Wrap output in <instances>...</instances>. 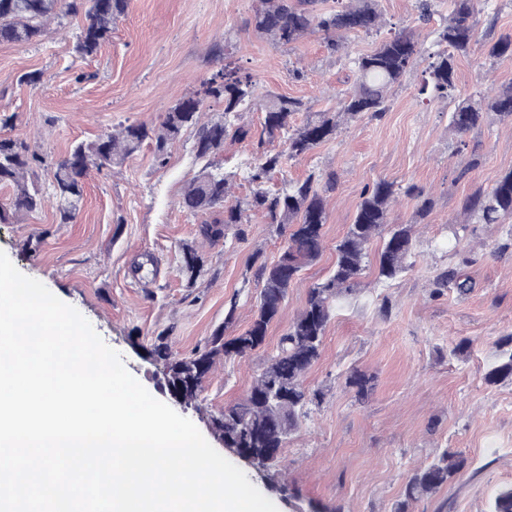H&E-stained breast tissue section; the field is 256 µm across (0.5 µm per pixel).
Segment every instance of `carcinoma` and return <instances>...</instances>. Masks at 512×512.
Segmentation results:
<instances>
[{
    "mask_svg": "<svg viewBox=\"0 0 512 512\" xmlns=\"http://www.w3.org/2000/svg\"><path fill=\"white\" fill-rule=\"evenodd\" d=\"M318 0H258V7L248 24L260 34L283 45L297 42L312 31L328 36L330 53L344 49L338 32L371 34L380 29L376 0H349L339 10L316 7ZM448 23L438 34V43L446 49L437 53L429 79L420 93L454 103L451 124L465 134L477 127L486 112L512 117V85L491 100L482 96H462L454 79V60L474 50L478 15L489 0H452ZM130 0H0V42L17 46L30 45L47 34V23L64 12L85 9L87 23L76 36L75 50L82 56L94 55L112 37V29L126 15ZM512 52V38L501 37L486 46L489 58ZM418 45L413 36L396 32L383 40L370 54L356 61V81L340 99L338 113L317 112L305 123L294 127L292 115L304 110V103L287 96H272L265 105L261 136L256 157L245 179L253 185L252 193L242 201L225 204L229 181L215 156L224 151V140H245L251 136L240 115L251 110L255 101V83L248 74L227 71L205 82V96L224 103V116L217 121H201L204 99L192 95L179 100L165 113L160 127L146 123L122 125L116 132H105L91 142H80L70 154L57 162L24 139L0 137V184L12 186L13 194L0 201V223H7L24 213L39 210L44 198L51 197L59 221L69 223L84 197V178L92 167L119 166L137 152L144 142L154 143L155 155L165 160L167 146L178 140L187 129L195 131L196 157L205 160L185 190L181 205L194 214L220 209L224 217L200 225L201 236L214 242L224 237V227L241 224L245 213H265L271 224L289 230L282 255L288 257V273L281 271V260L262 263L257 278L261 285L253 320L244 332L227 336L215 332L204 349L188 357L175 358L162 337L150 344L148 354L165 364L171 382L180 387L189 402L198 400L204 383L220 357L244 356L265 346L268 327L281 313L283 303L299 272L317 261L324 249V226L328 220L323 192L314 176L296 182L287 190L271 193L264 187L269 173L281 170L288 160L313 150L336 134L340 114L357 118L366 112L385 111L387 94L411 69ZM281 139L286 149L269 153L264 144ZM49 170V195L37 181L36 169ZM394 184L379 181L365 190L353 223L335 246L336 261L329 275L307 291L299 314L289 324L277 346L267 353L261 371L246 396L227 404L213 417L212 429L224 440V447L270 481L281 475L282 451L308 407L324 399L321 390H309L303 378L322 354L323 339L333 312L343 297L353 291L369 263L368 245L376 238L383 241L375 259L377 279L389 281L407 269L406 259L412 251V227L388 223V207L394 198ZM466 209L485 224H495L512 217V170L504 173L487 194L470 197ZM181 274L190 282L203 270L205 257L194 247L182 249ZM509 349L502 352L497 365L485 375L495 384L512 379V335L503 340ZM373 378L353 369L346 376V386L363 400L373 389ZM466 468L460 452L443 451L431 462L408 472L403 497L394 512H410V506L430 497L458 479ZM488 512H512V485L498 489L491 497Z\"/></svg>",
    "mask_w": 512,
    "mask_h": 512,
    "instance_id": "1",
    "label": "carcinoma"
}]
</instances>
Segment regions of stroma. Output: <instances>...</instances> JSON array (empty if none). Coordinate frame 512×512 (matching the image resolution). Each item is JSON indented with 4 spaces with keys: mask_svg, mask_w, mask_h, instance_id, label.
Returning a JSON list of instances; mask_svg holds the SVG:
<instances>
[{
    "mask_svg": "<svg viewBox=\"0 0 512 512\" xmlns=\"http://www.w3.org/2000/svg\"><path fill=\"white\" fill-rule=\"evenodd\" d=\"M377 4L379 34H349L344 57L330 54L319 32L290 45L257 33L247 24L256 0H131L111 41L89 58L74 50L84 13L60 17L38 44L0 43V113L14 117L4 133L60 160L75 142L104 130L160 124L180 99L200 93L205 80L238 68L256 84L255 104L243 115L253 137L226 140L220 160L232 175V198L243 199L252 186L239 172L256 153L268 96L307 105L293 117L296 126L308 112L335 111L339 94L353 85L355 58L399 30L411 32L421 50L389 91L385 112L341 119L334 138L273 175L269 187L275 191L312 173L332 178L324 251L289 288L265 348L219 359L198 401L177 412L222 449L212 416L247 394L308 289L332 268L336 241L365 189L388 181L398 191L389 223L413 230L410 268L386 284L366 268L337 306L322 355L304 377L325 397L310 406L283 453L289 493L276 491L254 470L246 475L278 512H308L313 502L338 503L344 512H392L407 472L448 449L466 457L465 472L417 502L414 512H487L492 493L512 485V383L485 380L501 338L512 334V218L484 224L466 214L465 203L512 170V117L486 113L461 135L449 124L451 104L420 94L451 0ZM502 36L512 37V0H490L476 38L481 46ZM30 74L36 83H24ZM455 80L466 94L510 86L512 54L488 59L479 47L456 59ZM194 142L187 131L169 146L165 161H157L147 143L122 166L90 171L70 223H59L49 203L17 222L0 223V250L16 268L74 306L165 403L166 369L144 345L161 335L176 356L190 355L207 345L229 312L234 320L225 326L243 332L260 291L256 270L277 260L285 241L279 226L257 211L228 226L225 238L202 241L199 227L214 213L193 214L180 204L200 168ZM185 244L206 257L191 285L179 272ZM452 268L468 279L466 294L437 288V279ZM463 340L467 352L450 355ZM354 368L374 378L362 401L345 384Z\"/></svg>",
    "mask_w": 512,
    "mask_h": 512,
    "instance_id": "stroma-1",
    "label": "stroma"
}]
</instances>
